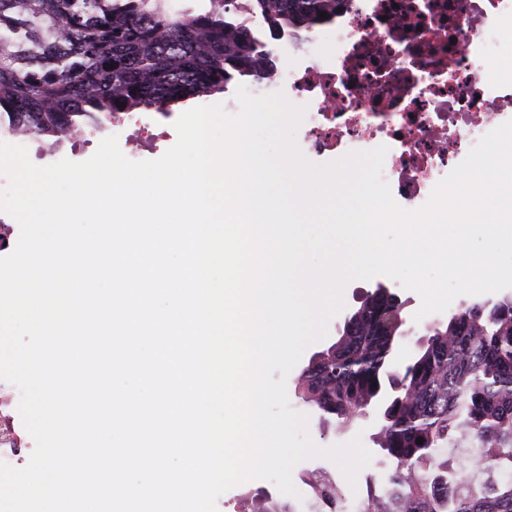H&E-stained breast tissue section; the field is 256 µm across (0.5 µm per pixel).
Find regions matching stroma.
Here are the masks:
<instances>
[{"label":"stroma","instance_id":"obj_1","mask_svg":"<svg viewBox=\"0 0 512 512\" xmlns=\"http://www.w3.org/2000/svg\"><path fill=\"white\" fill-rule=\"evenodd\" d=\"M270 41L274 51L276 68L280 71L288 70L303 61L320 62L325 58L323 48L313 38L302 41L295 39ZM140 119L148 127L149 137L140 136L134 140L123 136L119 137V148L123 154H137L139 160L142 161L158 159L177 141V132L174 128L176 117L172 114L164 115L158 112L144 111L141 112ZM111 134V129H99L89 125L84 128L82 138L76 141L64 139L51 146L40 139L28 137L24 139L23 144L28 150L30 160L38 166L51 165L63 159L83 162L91 158L97 151L100 142ZM381 287L388 289L398 297L403 306L402 314L404 318L413 324V338L401 344L394 352V363L398 366L408 363L411 359L414 350L424 335L426 323L447 322L450 311L458 310L475 301L474 296L471 295L459 296L451 303L449 312L431 314L428 315L426 321L418 322L415 321L414 315L421 306V298L416 292L404 289L398 281L383 275L369 280L350 281L343 288L344 307L341 313L330 321L326 337L306 348L298 364L288 375V385H295L298 376L308 365L312 356L334 341L339 331L342 330L346 317L357 309L368 295ZM308 433L313 442L324 449L345 444L356 437L360 438L367 449L371 450L375 447L373 442L375 430L368 425L359 428L355 426L345 428L331 426L323 431L319 429L316 417L312 416L308 419ZM380 470L381 467L377 461H370L367 466L358 471L355 482L351 483L348 482L342 470L333 460L326 457L305 459L298 463L292 471V481L299 493L297 503L302 506L310 501L312 497L310 483L317 477L330 480V482L344 487L349 497H360L365 494L368 484L375 482Z\"/></svg>","mask_w":512,"mask_h":512}]
</instances>
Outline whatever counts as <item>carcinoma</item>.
Instances as JSON below:
<instances>
[{"instance_id": "cac0c4a2", "label": "carcinoma", "mask_w": 512, "mask_h": 512, "mask_svg": "<svg viewBox=\"0 0 512 512\" xmlns=\"http://www.w3.org/2000/svg\"><path fill=\"white\" fill-rule=\"evenodd\" d=\"M201 14L168 0H0V117L58 142L136 108L170 112L238 77L268 78V46L254 34L301 37L346 0H210ZM327 17H320V13ZM490 316L475 303L431 327L410 362L392 361L411 337L395 295L375 292L342 334L298 376L304 405L328 421L378 417L388 467L351 511L342 489L311 483L331 512H512V298ZM423 443H417V439ZM466 448L486 474L461 477L444 455ZM243 512H299L267 498Z\"/></svg>"}]
</instances>
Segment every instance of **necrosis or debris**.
<instances>
[{
	"mask_svg": "<svg viewBox=\"0 0 512 512\" xmlns=\"http://www.w3.org/2000/svg\"><path fill=\"white\" fill-rule=\"evenodd\" d=\"M324 62L278 79L306 102L300 146L330 161L387 146L396 203H426L479 139L512 120V0H351Z\"/></svg>",
	"mask_w": 512,
	"mask_h": 512,
	"instance_id": "necrosis-or-debris-1",
	"label": "necrosis or debris"
}]
</instances>
